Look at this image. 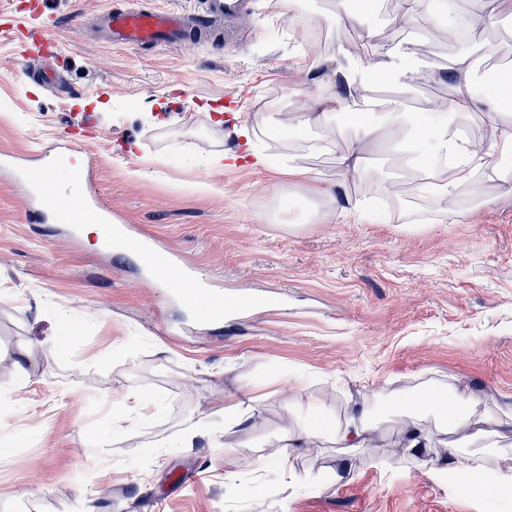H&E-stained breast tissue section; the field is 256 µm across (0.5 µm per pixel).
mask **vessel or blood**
I'll return each mask as SVG.
<instances>
[{"label": "vessel or blood", "instance_id": "obj_1", "mask_svg": "<svg viewBox=\"0 0 512 512\" xmlns=\"http://www.w3.org/2000/svg\"><path fill=\"white\" fill-rule=\"evenodd\" d=\"M255 0H208V13L212 18L245 16L253 13ZM107 41L118 47L157 45L164 42H193L202 36L195 17L183 16L174 10L115 11L104 10L98 16ZM44 23H36L24 46L30 64H39L49 41ZM26 179L40 203L55 209L58 219L108 226V239H119L125 252L139 255L154 281L169 288L195 319L209 326L220 327L226 321L255 311L287 303L285 293L241 290L229 295L224 306L211 305L208 299L209 283L197 280L190 265L176 253L163 249L142 229L127 224H113L111 209L103 207L87 190L88 168L77 165L69 169L71 191L65 205L57 203V188L50 176L42 171L27 173Z\"/></svg>", "mask_w": 512, "mask_h": 512}]
</instances>
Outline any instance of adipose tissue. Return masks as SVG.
<instances>
[{"instance_id": "ef3b65f1", "label": "adipose tissue", "mask_w": 512, "mask_h": 512, "mask_svg": "<svg viewBox=\"0 0 512 512\" xmlns=\"http://www.w3.org/2000/svg\"><path fill=\"white\" fill-rule=\"evenodd\" d=\"M497 0H472L470 9H462L458 0H430L429 12H448V19L439 21L449 37L458 38L459 21L468 27L491 21ZM479 44L464 42L461 50L448 60L454 81L453 91L442 107H427L415 115L403 110L398 97H388L370 104L365 93L377 81L399 86L413 82L422 65L411 44H404L397 60L373 67L354 61L346 49H339L332 81L336 88L324 94L308 96L305 109L292 113L288 122L291 131L302 132L314 127H331L337 115L356 117V136L336 148V162L343 176L362 173L364 150L375 144L416 174L423 187L437 189L442 196H454L460 186L474 173L490 165L496 143L512 140V75L493 82L490 88L475 91L472 74L480 55ZM471 118L469 132L454 128L457 117ZM472 395L448 387L429 396L423 409L407 414L401 426L399 446L404 458L423 459L432 447L430 424L447 428L453 440L448 446L445 462L448 472L472 477H492L493 489L512 492V468L502 462L512 457V412L475 415ZM289 447L306 451L317 448L324 435H331L345 450L363 447L376 431L369 407L353 405L348 418L330 425L322 432L309 427L286 425Z\"/></svg>"}]
</instances>
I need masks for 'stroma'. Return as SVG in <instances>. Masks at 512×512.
Returning a JSON list of instances; mask_svg holds the SVG:
<instances>
[{"instance_id":"35a3bbf8","label":"stroma","mask_w":512,"mask_h":512,"mask_svg":"<svg viewBox=\"0 0 512 512\" xmlns=\"http://www.w3.org/2000/svg\"><path fill=\"white\" fill-rule=\"evenodd\" d=\"M206 0H0V17L55 18L44 86L16 35H0V156L45 163L59 147L90 156L95 192L198 273L216 299L284 289L288 305L228 336L153 285L141 261L106 251L43 214L0 168V512H498L492 492L429 464L394 459L398 404L448 384L477 412L512 407V193L487 172L478 202L441 197L369 215L365 179H342L336 121L312 138L270 140V97L284 112L328 91L336 51L369 46L373 65L412 42L426 67L410 87L376 85L408 113L447 95L458 51L432 22L399 20L376 0L361 32L329 23L331 0H303L326 45L304 47L288 0H257L227 42L115 48L97 11ZM484 60L512 69V0L479 27ZM248 126L250 141L236 128ZM326 143L325 151L311 148ZM255 149L266 167L216 169L220 151ZM308 178L284 174L287 162ZM336 185L331 196L315 187ZM375 408L364 448L289 450L286 423H324L351 403ZM254 405L259 418L245 416ZM239 417L225 432L226 416ZM288 457L289 473L276 469Z\"/></svg>"}]
</instances>
